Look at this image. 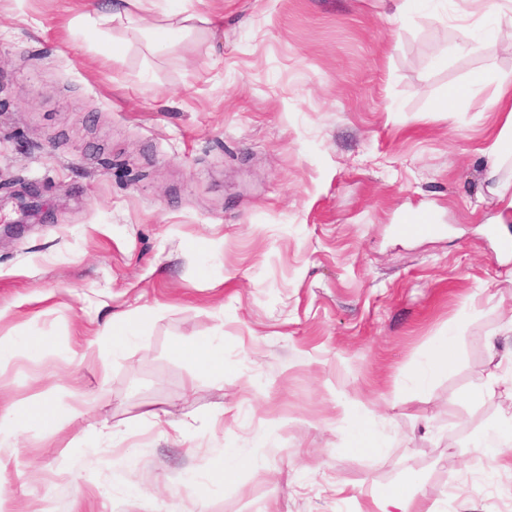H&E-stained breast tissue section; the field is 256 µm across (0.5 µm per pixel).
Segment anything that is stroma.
Wrapping results in <instances>:
<instances>
[{
    "label": "stroma",
    "mask_w": 512,
    "mask_h": 512,
    "mask_svg": "<svg viewBox=\"0 0 512 512\" xmlns=\"http://www.w3.org/2000/svg\"><path fill=\"white\" fill-rule=\"evenodd\" d=\"M93 2L0 0V414L59 415L0 443V512H379L403 482L432 512H512L487 449L512 429V151L492 179L485 154L512 0H157L148 23H223L152 45L82 27ZM419 209L440 231L396 235ZM215 336L223 377L174 353ZM165 20L172 32H184L195 28L194 22L211 23L215 20L195 13L166 12ZM139 315L128 316L104 327L102 334L90 336L83 340L81 348L84 355L102 354L105 345H112V353L121 351L133 337V323ZM452 335V331H448V336H445L438 349L428 358L425 371H440L450 365L452 360L451 345L455 338V336ZM424 372L420 375L421 384H423Z\"/></svg>",
    "instance_id": "stroma-1"
}]
</instances>
